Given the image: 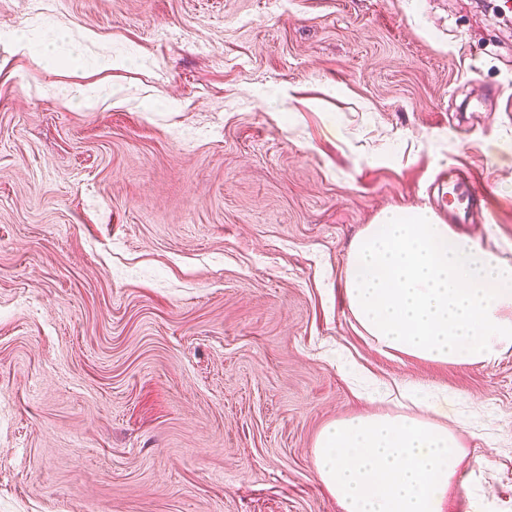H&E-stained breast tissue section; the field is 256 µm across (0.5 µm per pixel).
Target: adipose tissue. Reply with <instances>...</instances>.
I'll list each match as a JSON object with an SVG mask.
<instances>
[{"label":"adipose tissue","instance_id":"ef3b65f1","mask_svg":"<svg viewBox=\"0 0 512 512\" xmlns=\"http://www.w3.org/2000/svg\"><path fill=\"white\" fill-rule=\"evenodd\" d=\"M431 409L430 420L375 413L323 427L314 468L344 512H444L464 454L446 407Z\"/></svg>","mask_w":512,"mask_h":512}]
</instances>
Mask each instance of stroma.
Listing matches in <instances>:
<instances>
[{
	"mask_svg": "<svg viewBox=\"0 0 512 512\" xmlns=\"http://www.w3.org/2000/svg\"><path fill=\"white\" fill-rule=\"evenodd\" d=\"M0 512H343L329 422L448 393L446 512H512V349L378 347L352 239L473 169L512 262L493 0H0ZM27 50H17L16 37Z\"/></svg>",
	"mask_w": 512,
	"mask_h": 512,
	"instance_id": "obj_1",
	"label": "stroma"
}]
</instances>
